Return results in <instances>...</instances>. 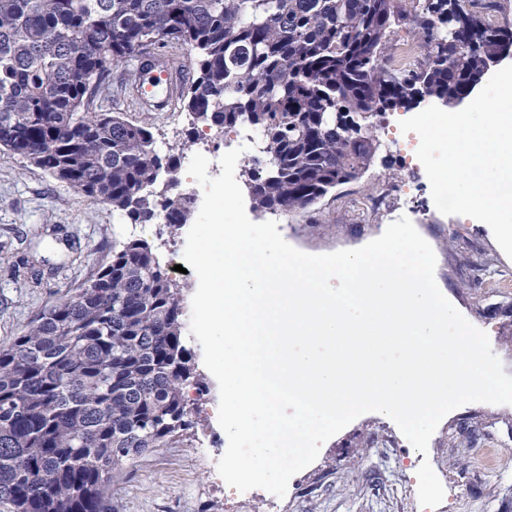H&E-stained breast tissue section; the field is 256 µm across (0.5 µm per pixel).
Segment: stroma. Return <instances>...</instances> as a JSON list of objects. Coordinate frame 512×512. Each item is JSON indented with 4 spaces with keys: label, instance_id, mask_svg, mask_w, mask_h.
<instances>
[{
    "label": "stroma",
    "instance_id": "obj_1",
    "mask_svg": "<svg viewBox=\"0 0 512 512\" xmlns=\"http://www.w3.org/2000/svg\"><path fill=\"white\" fill-rule=\"evenodd\" d=\"M112 72L104 104L149 124L164 154L191 160L204 151L234 149L229 133L208 130L187 145L189 123L180 99L165 114L142 110ZM419 106L397 107L375 118L379 150L352 186H338L315 206L275 219L283 239L309 254L356 249L408 217L436 255L441 293L476 328L487 333L504 371L512 376V258L491 228L476 219L440 213L416 156L420 139L402 133L400 120ZM187 229L168 224H125L110 204L90 202L70 185L7 150H0V340L19 333L65 291L80 287L112 258L113 243L147 240L193 297L195 272L175 269ZM41 270L40 281L15 276V265ZM217 390L196 401L200 423L193 445L163 448L127 462L113 492L117 512H426L418 498L417 470L429 461L445 496L435 512H512V405L470 403L447 414L427 453L417 452L386 416L361 415L326 441L316 460L291 477L284 497L256 488L237 494L217 463L228 438L214 419Z\"/></svg>",
    "mask_w": 512,
    "mask_h": 512
}]
</instances>
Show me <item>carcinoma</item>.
<instances>
[{
  "label": "carcinoma",
  "mask_w": 512,
  "mask_h": 512,
  "mask_svg": "<svg viewBox=\"0 0 512 512\" xmlns=\"http://www.w3.org/2000/svg\"><path fill=\"white\" fill-rule=\"evenodd\" d=\"M494 0H0V149L112 205L127 224L170 228L192 210L167 190L180 158L151 128L93 104L138 55L175 65L191 130L246 127L265 169L254 207L305 210L369 169L371 118L425 99L468 98L512 52ZM409 21L423 49L387 66L391 30ZM184 299L154 247L129 238L76 292L0 342V512H114L123 465L193 441L184 390L208 394L184 341Z\"/></svg>",
  "instance_id": "carcinoma-1"
}]
</instances>
